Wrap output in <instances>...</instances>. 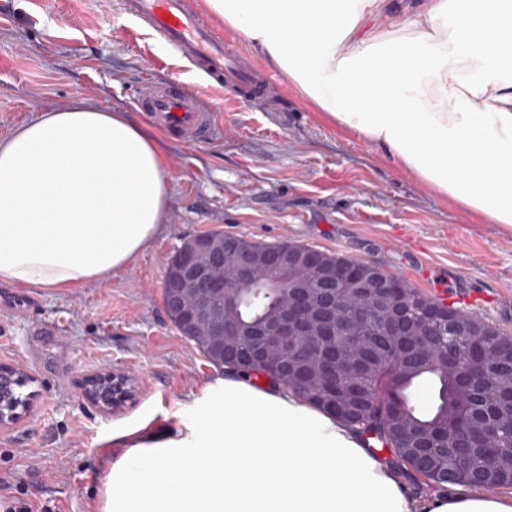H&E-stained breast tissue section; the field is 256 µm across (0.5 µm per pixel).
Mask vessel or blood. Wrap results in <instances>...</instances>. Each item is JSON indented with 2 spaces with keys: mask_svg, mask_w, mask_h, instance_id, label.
Listing matches in <instances>:
<instances>
[{
  "mask_svg": "<svg viewBox=\"0 0 512 512\" xmlns=\"http://www.w3.org/2000/svg\"><path fill=\"white\" fill-rule=\"evenodd\" d=\"M121 12L163 42L171 54L195 67L202 80L237 104L272 103L276 88L233 39L219 35L189 0H123ZM136 105L171 138L191 145L206 142L216 126L214 110L181 82L147 81Z\"/></svg>",
  "mask_w": 512,
  "mask_h": 512,
  "instance_id": "b4317fda",
  "label": "vessel or blood"
}]
</instances>
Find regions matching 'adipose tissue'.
I'll return each mask as SVG.
<instances>
[{"label": "adipose tissue", "mask_w": 512, "mask_h": 512, "mask_svg": "<svg viewBox=\"0 0 512 512\" xmlns=\"http://www.w3.org/2000/svg\"><path fill=\"white\" fill-rule=\"evenodd\" d=\"M317 112L484 224L512 230V0H206ZM171 181L149 128L79 101L0 140V281L64 293L163 231ZM156 435L112 434L102 512H512L454 485L414 496L342 421L225 371Z\"/></svg>", "instance_id": "ef3b65f1"}]
</instances>
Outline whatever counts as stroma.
Wrapping results in <instances>:
<instances>
[{
  "instance_id": "obj_1",
  "label": "stroma",
  "mask_w": 512,
  "mask_h": 512,
  "mask_svg": "<svg viewBox=\"0 0 512 512\" xmlns=\"http://www.w3.org/2000/svg\"><path fill=\"white\" fill-rule=\"evenodd\" d=\"M119 0H0V139L78 100L144 120L147 78L179 80L218 114L189 147L156 131L172 178L165 231L111 276L60 294L0 283V364L32 376V406L0 428V479L61 512H100L113 432L163 434L220 368L169 321L167 263L188 239L223 233L288 240L374 263L423 294L467 307L512 336V231L480 224L402 172L384 152L322 119L282 73L277 111L225 105L194 71L135 36ZM120 369L132 402L105 412L85 380Z\"/></svg>"
}]
</instances>
